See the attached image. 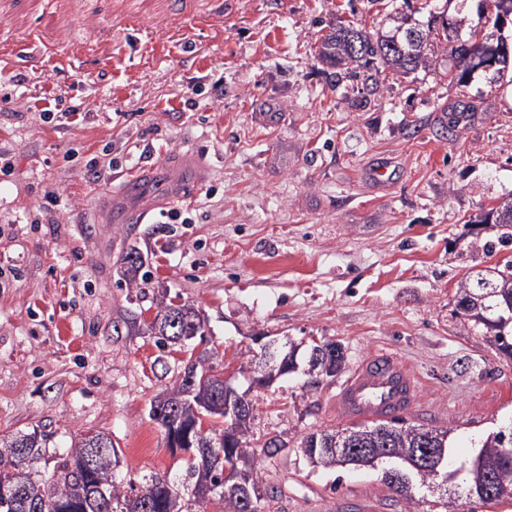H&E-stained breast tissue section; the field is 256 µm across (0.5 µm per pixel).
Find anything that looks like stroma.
Instances as JSON below:
<instances>
[{"mask_svg":"<svg viewBox=\"0 0 512 512\" xmlns=\"http://www.w3.org/2000/svg\"><path fill=\"white\" fill-rule=\"evenodd\" d=\"M425 3L479 23L476 0H203L168 26L155 0H0V33L20 48L16 82H0V436L38 430L66 448L100 431L119 478L178 477L186 460L150 416L185 365L148 333L162 298L202 312L193 347L242 389L253 336L341 345L336 376L255 394L253 448L286 443L253 458L281 491L273 512H512V498L410 504L380 472L315 469L298 451L347 427L336 393L380 350L417 376L403 417L450 428L452 463L512 425V356L456 308L467 273L512 263V240L482 221L512 199V65L462 86L443 43L435 67L369 83L318 56L336 20L379 28ZM130 8L139 28L117 31ZM49 91L78 105L68 123L30 109ZM188 152L206 168L199 189L143 223L110 221L120 175ZM132 248L144 292L120 276Z\"/></svg>","mask_w":512,"mask_h":512,"instance_id":"obj_1","label":"stroma"}]
</instances>
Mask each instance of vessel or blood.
I'll return each mask as SVG.
<instances>
[{
    "instance_id": "1",
    "label": "vessel or blood",
    "mask_w": 512,
    "mask_h": 512,
    "mask_svg": "<svg viewBox=\"0 0 512 512\" xmlns=\"http://www.w3.org/2000/svg\"><path fill=\"white\" fill-rule=\"evenodd\" d=\"M151 172L140 170L127 178L112 206L114 221L142 223L154 204L142 191ZM168 197L178 198L204 180V167L195 156L184 155L161 174ZM417 379L401 361L384 352L363 359L336 395V410L350 420H380L406 410L418 396Z\"/></svg>"
}]
</instances>
